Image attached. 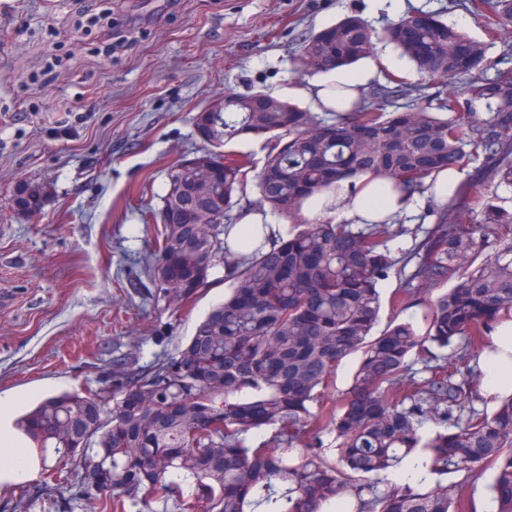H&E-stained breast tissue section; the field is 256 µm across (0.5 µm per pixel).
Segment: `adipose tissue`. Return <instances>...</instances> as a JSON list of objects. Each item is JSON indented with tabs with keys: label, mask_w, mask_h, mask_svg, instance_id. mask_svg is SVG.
<instances>
[{
	"label": "adipose tissue",
	"mask_w": 512,
	"mask_h": 512,
	"mask_svg": "<svg viewBox=\"0 0 512 512\" xmlns=\"http://www.w3.org/2000/svg\"><path fill=\"white\" fill-rule=\"evenodd\" d=\"M377 73V65L371 60L354 68H331L306 88L305 95L317 111L345 112L372 85ZM412 206V201L391 185L364 174L309 198L302 214L311 222L329 218L343 224H379L392 221ZM491 342L496 354L485 352L479 358L484 373L482 390L489 396L512 390V321L500 324ZM9 422V411L0 409V444L5 447L0 453V483L31 477L36 468L34 460L19 452L20 442L12 438Z\"/></svg>",
	"instance_id": "adipose-tissue-1"
}]
</instances>
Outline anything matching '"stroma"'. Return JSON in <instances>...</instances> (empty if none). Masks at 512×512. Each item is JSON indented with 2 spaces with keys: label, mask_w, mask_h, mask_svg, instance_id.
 Returning a JSON list of instances; mask_svg holds the SVG:
<instances>
[{
  "label": "stroma",
  "mask_w": 512,
  "mask_h": 512,
  "mask_svg": "<svg viewBox=\"0 0 512 512\" xmlns=\"http://www.w3.org/2000/svg\"><path fill=\"white\" fill-rule=\"evenodd\" d=\"M484 38L481 20L449 0H406ZM0 0V397L13 415L112 376V358L140 364L173 353L224 300L217 282L174 308L133 292L151 237L140 204L159 205L167 167L204 150L197 112L256 91L308 108L299 70L305 34L356 15L378 35L374 57L399 52L382 33L396 19L371 0ZM49 186L41 215L17 208L19 185ZM400 286L380 284L377 324H421L435 291L393 311Z\"/></svg>",
  "instance_id": "1"
}]
</instances>
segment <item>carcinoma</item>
I'll list each match as a JSON object with an SVG mask.
<instances>
[{"label": "carcinoma", "instance_id": "1", "mask_svg": "<svg viewBox=\"0 0 512 512\" xmlns=\"http://www.w3.org/2000/svg\"><path fill=\"white\" fill-rule=\"evenodd\" d=\"M469 6L490 34L512 23V0ZM376 38L351 15L310 33L298 57L305 68L310 59L347 67ZM384 38L431 84L387 72L350 112H309L256 92L195 115L197 133L218 147L266 137L258 210L292 227L270 245L233 247L251 159L204 152L169 166L161 204L142 212L155 232L149 284L176 303L218 281L229 292L171 355L149 367L117 360L111 382L48 397L15 421L46 471L75 467L70 509L87 497L102 512H146L153 496L173 512H332L346 495L356 512H468L466 485L488 465L494 512H512V394L491 413L477 407L478 356L512 319V208L495 196L467 221L445 208L414 229L301 217L306 199L361 173L412 195L477 161L476 171L512 187V54L492 59L486 43L426 14L391 23ZM49 196L27 183L16 204L35 217ZM199 208L219 223H190ZM399 234L414 245L397 258ZM393 271L397 308L453 285L422 328L397 322L375 336L379 283ZM355 352L349 391L328 403L329 379ZM429 421L441 430L425 439ZM325 434L335 436L333 462L322 455ZM414 453L431 474L463 477L429 490L385 483Z\"/></svg>", "mask_w": 512, "mask_h": 512}]
</instances>
